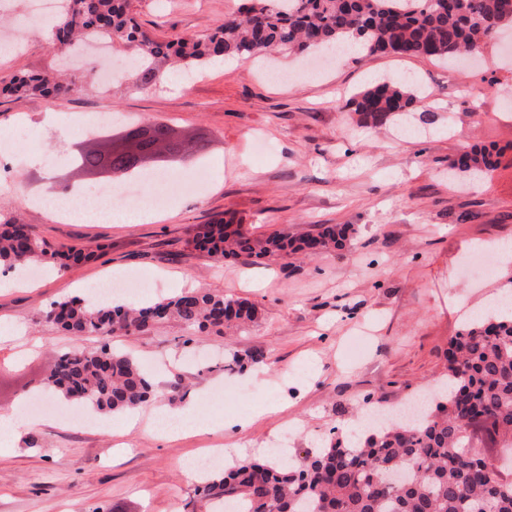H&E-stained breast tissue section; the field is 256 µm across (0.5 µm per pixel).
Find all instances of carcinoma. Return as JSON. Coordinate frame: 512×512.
<instances>
[{"label":"carcinoma","instance_id":"obj_1","mask_svg":"<svg viewBox=\"0 0 512 512\" xmlns=\"http://www.w3.org/2000/svg\"><path fill=\"white\" fill-rule=\"evenodd\" d=\"M52 16L62 45L96 35L119 41L133 53L136 87L156 83L175 59L196 67L219 56L257 58L274 48L303 54L322 45L351 44L366 54L456 61L512 30V0H256L203 40L172 32L156 38L130 16L131 0H61ZM11 94L58 96L71 90L50 73H23L0 89ZM416 94L382 81L361 91L355 112L368 127L385 126L409 111ZM205 151L166 123L136 124L120 136L73 152L75 168L116 180L142 171H175L189 148ZM494 167L492 153L474 148L449 169L475 175ZM347 228L324 224L314 233L273 232L254 239L230 224L196 228L197 245L218 259L246 254L257 259L320 254L343 245ZM91 256L83 248L51 251L26 224L0 225V267L12 269L46 260L66 269ZM257 317L245 299L186 291L141 304L86 306L76 300L53 304L49 329L76 337L145 332L159 322L188 329L243 327ZM434 408L414 423L391 420L368 426L358 438L343 436L303 457L245 460L202 489L217 512H512V458L489 471L473 445L478 432H492L512 449V314L489 311L470 317L452 337L446 379ZM44 387L102 414L141 407L154 384L128 354L107 345L73 350L48 364Z\"/></svg>","mask_w":512,"mask_h":512}]
</instances>
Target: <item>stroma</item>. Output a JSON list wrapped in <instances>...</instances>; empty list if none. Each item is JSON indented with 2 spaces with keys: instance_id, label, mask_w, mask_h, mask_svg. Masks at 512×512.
<instances>
[{
  "instance_id": "35a3bbf8",
  "label": "stroma",
  "mask_w": 512,
  "mask_h": 512,
  "mask_svg": "<svg viewBox=\"0 0 512 512\" xmlns=\"http://www.w3.org/2000/svg\"><path fill=\"white\" fill-rule=\"evenodd\" d=\"M244 0H132L131 14L155 37L178 31L200 38L235 15ZM0 23L30 34L0 56V87L19 73L65 70V51L43 37L45 19L30 0H0ZM130 51L111 47L113 70ZM281 84L252 60H220L178 69L189 80L175 91L120 82L96 88L84 68L70 72L64 96L0 95V224H29L50 248L91 250L82 264L24 269V288H0V413L33 397L55 407L43 384L56 353L107 344L134 356L156 384L152 407L192 409L199 427L174 438L157 434L150 415L124 429L121 414L83 425L34 414L13 443H0V512H184L201 487L185 463L224 441L221 419L246 417L237 457H265L289 431L294 455L318 448L333 430H348L371 406L401 407L440 379L448 344L468 313L512 289V262L489 254L483 268L463 256L483 244L512 241V52L488 41L481 62L444 67L388 54L343 58L322 71L298 69L284 51ZM413 76L429 107H415L423 132L394 125L359 127L349 102L372 77ZM57 123L45 126L47 112ZM120 114L164 122L209 142L184 161L177 181L209 176L202 199L170 196L173 217L145 224L64 222L24 199L55 184L90 187L66 162L79 142L78 119ZM492 150L496 166L478 182L448 178V163L472 147ZM228 222L254 237L275 230L300 235L321 224H348L344 247L319 255L255 263L215 260L194 242L201 224ZM135 273L145 287L127 303L158 300L193 288L243 298L260 312L233 336L190 332L167 322L143 333L74 337L45 326L51 304L80 298L92 284ZM257 351L258 364L225 369L234 353ZM282 413L250 417L258 403Z\"/></svg>"
}]
</instances>
